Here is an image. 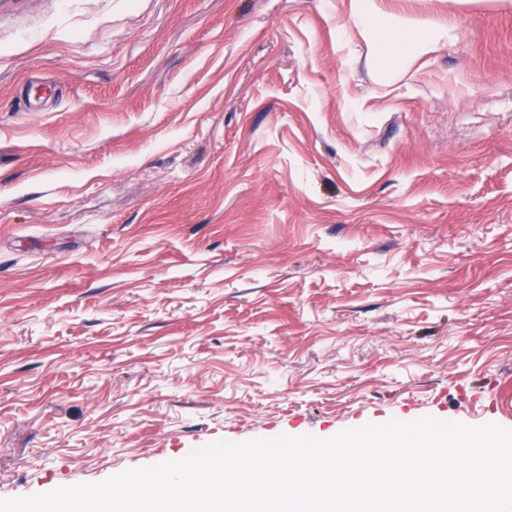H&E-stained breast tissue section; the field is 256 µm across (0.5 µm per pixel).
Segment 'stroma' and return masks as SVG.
Wrapping results in <instances>:
<instances>
[{
  "label": "stroma",
  "instance_id": "stroma-1",
  "mask_svg": "<svg viewBox=\"0 0 512 512\" xmlns=\"http://www.w3.org/2000/svg\"><path fill=\"white\" fill-rule=\"evenodd\" d=\"M350 2L0 0V499L512 428V4L386 79Z\"/></svg>",
  "mask_w": 512,
  "mask_h": 512
}]
</instances>
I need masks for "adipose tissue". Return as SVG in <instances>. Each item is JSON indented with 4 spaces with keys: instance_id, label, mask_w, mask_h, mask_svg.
<instances>
[{
    "instance_id": "ef3b65f1",
    "label": "adipose tissue",
    "mask_w": 512,
    "mask_h": 512,
    "mask_svg": "<svg viewBox=\"0 0 512 512\" xmlns=\"http://www.w3.org/2000/svg\"><path fill=\"white\" fill-rule=\"evenodd\" d=\"M351 15L366 33L384 29L385 36L378 47L383 67L390 68L403 60L427 53L437 42L451 33L447 26L420 27L403 17L384 18L376 0H351Z\"/></svg>"
}]
</instances>
